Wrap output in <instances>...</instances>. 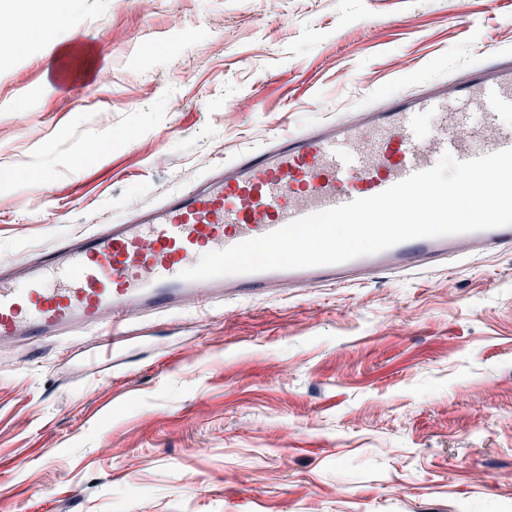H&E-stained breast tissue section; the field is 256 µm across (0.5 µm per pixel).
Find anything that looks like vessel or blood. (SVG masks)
<instances>
[{"label": "vessel or blood", "instance_id": "vessel-or-blood-1", "mask_svg": "<svg viewBox=\"0 0 512 512\" xmlns=\"http://www.w3.org/2000/svg\"><path fill=\"white\" fill-rule=\"evenodd\" d=\"M512 62L476 64L470 76L384 108L368 107L245 152L203 181L133 207L126 223L61 240L29 262H0V341L29 345L52 336H97L108 355L132 319L185 303H220L278 288L354 285L373 274H411L448 258L512 248V226L402 242L380 253L314 268L185 281L211 251L300 218L379 194L433 167L443 153L467 161L512 148ZM435 125L422 133L417 121Z\"/></svg>", "mask_w": 512, "mask_h": 512}]
</instances>
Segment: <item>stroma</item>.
Listing matches in <instances>:
<instances>
[{
    "mask_svg": "<svg viewBox=\"0 0 512 512\" xmlns=\"http://www.w3.org/2000/svg\"><path fill=\"white\" fill-rule=\"evenodd\" d=\"M512 54V0H77L0 54V255ZM0 342V512H512V249Z\"/></svg>",
    "mask_w": 512,
    "mask_h": 512,
    "instance_id": "stroma-1",
    "label": "stroma"
}]
</instances>
